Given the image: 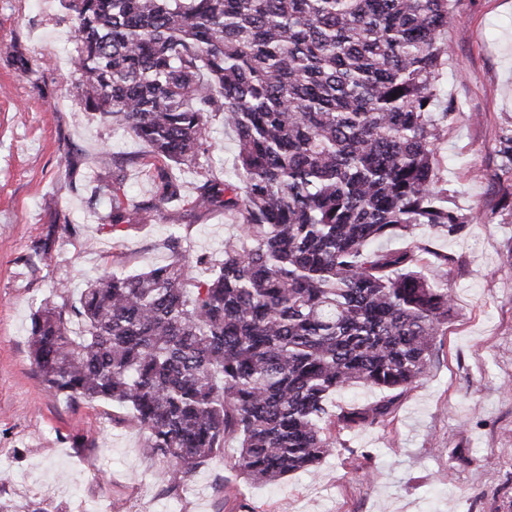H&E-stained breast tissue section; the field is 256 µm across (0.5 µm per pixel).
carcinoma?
Instances as JSON below:
<instances>
[{
	"mask_svg": "<svg viewBox=\"0 0 512 512\" xmlns=\"http://www.w3.org/2000/svg\"><path fill=\"white\" fill-rule=\"evenodd\" d=\"M57 2L82 111L145 145L155 186L136 199L112 156L108 227L173 204L233 214L239 234L222 258L193 259L169 224L168 261L100 275L75 301L55 287L31 320L38 378L127 407L186 477L234 436V469L253 481L315 471L337 450L332 427L387 421L454 312L413 250L376 243L477 219L438 175L461 0ZM216 120L237 143L222 178L208 163ZM499 157L512 172V127ZM359 385L386 396L323 425L328 396Z\"/></svg>",
	"mask_w": 512,
	"mask_h": 512,
	"instance_id": "carcinoma-1",
	"label": "carcinoma"
}]
</instances>
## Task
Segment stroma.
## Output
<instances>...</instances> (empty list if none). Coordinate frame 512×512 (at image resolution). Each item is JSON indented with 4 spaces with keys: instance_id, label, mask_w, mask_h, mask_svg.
<instances>
[{
    "instance_id": "obj_1",
    "label": "stroma",
    "mask_w": 512,
    "mask_h": 512,
    "mask_svg": "<svg viewBox=\"0 0 512 512\" xmlns=\"http://www.w3.org/2000/svg\"><path fill=\"white\" fill-rule=\"evenodd\" d=\"M74 47L56 0H0V458L11 462L0 502L11 512H512V191L498 157L512 125V0H462L448 21V135L437 151L453 207L479 212L457 235L414 229L391 249L432 243L453 262L427 261L454 313L426 375L387 422L337 433L316 472L275 484L237 475L230 440L184 477L148 448V432L108 401L48 392L29 357L31 317L58 283L165 262L178 221L192 255H216L236 219L180 215L118 233L102 229L112 156L126 187L153 194L135 158L142 144L80 112L67 59ZM58 224L47 259L36 240Z\"/></svg>"
}]
</instances>
